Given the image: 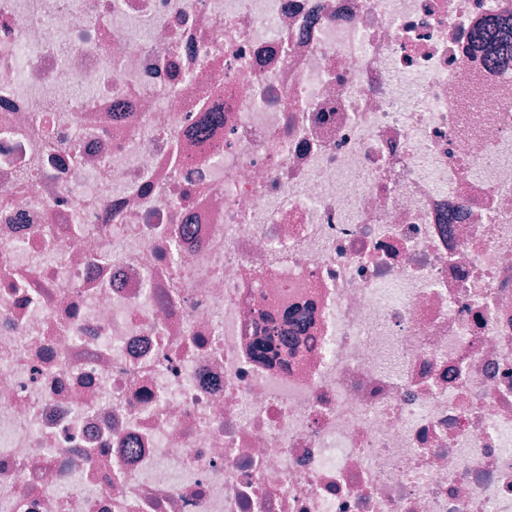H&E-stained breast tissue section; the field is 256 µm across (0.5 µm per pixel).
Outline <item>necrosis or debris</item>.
<instances>
[{"label": "necrosis or debris", "instance_id": "1", "mask_svg": "<svg viewBox=\"0 0 512 512\" xmlns=\"http://www.w3.org/2000/svg\"><path fill=\"white\" fill-rule=\"evenodd\" d=\"M487 21L0 0V512H512Z\"/></svg>", "mask_w": 512, "mask_h": 512}]
</instances>
